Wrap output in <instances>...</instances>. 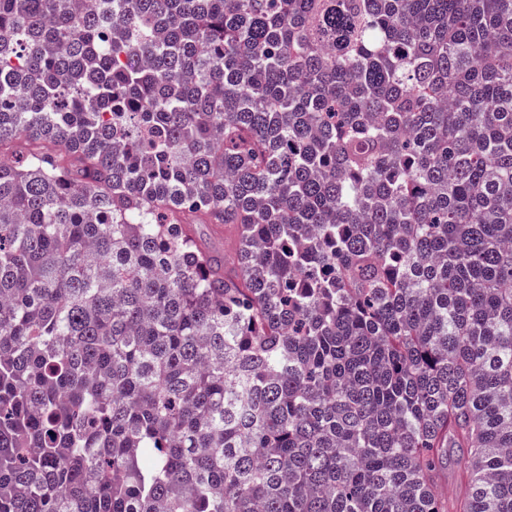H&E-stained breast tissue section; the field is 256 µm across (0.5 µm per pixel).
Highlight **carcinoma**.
<instances>
[{"label": "carcinoma", "mask_w": 512, "mask_h": 512, "mask_svg": "<svg viewBox=\"0 0 512 512\" xmlns=\"http://www.w3.org/2000/svg\"><path fill=\"white\" fill-rule=\"evenodd\" d=\"M0 512H512V0H0Z\"/></svg>", "instance_id": "carcinoma-1"}]
</instances>
